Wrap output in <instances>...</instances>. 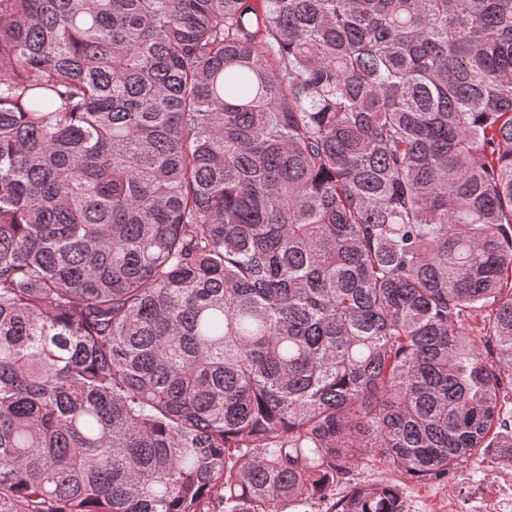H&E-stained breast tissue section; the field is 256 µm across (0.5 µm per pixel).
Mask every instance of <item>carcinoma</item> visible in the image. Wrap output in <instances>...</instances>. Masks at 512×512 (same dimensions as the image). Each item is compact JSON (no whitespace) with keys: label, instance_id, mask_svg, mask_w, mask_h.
Here are the masks:
<instances>
[{"label":"carcinoma","instance_id":"cac0c4a2","mask_svg":"<svg viewBox=\"0 0 512 512\" xmlns=\"http://www.w3.org/2000/svg\"><path fill=\"white\" fill-rule=\"evenodd\" d=\"M507 376L512 0H0V512L441 480ZM491 314L490 308H481L473 311L464 322L473 344L484 351L491 344L487 333Z\"/></svg>","mask_w":512,"mask_h":512}]
</instances>
